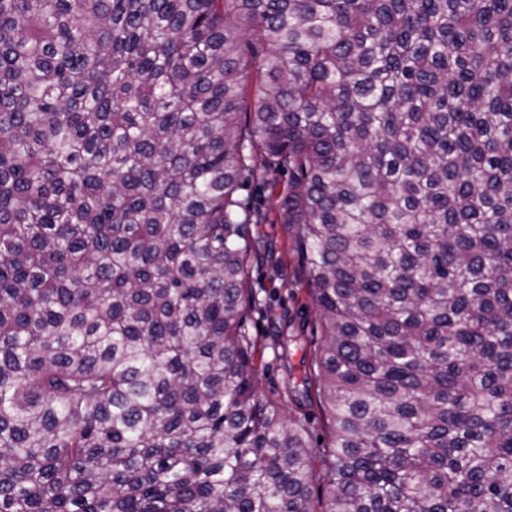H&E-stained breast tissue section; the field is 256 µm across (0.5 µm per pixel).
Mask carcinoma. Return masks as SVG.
I'll return each instance as SVG.
<instances>
[{
  "label": "carcinoma",
  "mask_w": 512,
  "mask_h": 512,
  "mask_svg": "<svg viewBox=\"0 0 512 512\" xmlns=\"http://www.w3.org/2000/svg\"><path fill=\"white\" fill-rule=\"evenodd\" d=\"M0 512H512V0H0ZM287 195L288 173L265 169L257 171L239 192L252 214L251 234L259 246V258L253 259L249 269L257 306L247 318L249 333L262 350L258 386L262 396L294 414L296 407L288 400V376L276 343L294 328L304 326L310 333L316 313L306 291L293 229L282 220Z\"/></svg>",
  "instance_id": "cac0c4a2"
}]
</instances>
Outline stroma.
Masks as SVG:
<instances>
[{
	"mask_svg": "<svg viewBox=\"0 0 512 512\" xmlns=\"http://www.w3.org/2000/svg\"><path fill=\"white\" fill-rule=\"evenodd\" d=\"M287 194V173L262 169L239 197L252 214L251 234L259 247V257L249 269L257 306L247 318L249 333L262 351L258 386L262 396L291 412L295 406L288 400V376L276 344L295 328L312 330L316 313L306 291L294 232L282 220Z\"/></svg>",
	"mask_w": 512,
	"mask_h": 512,
	"instance_id": "stroma-1",
	"label": "stroma"
}]
</instances>
